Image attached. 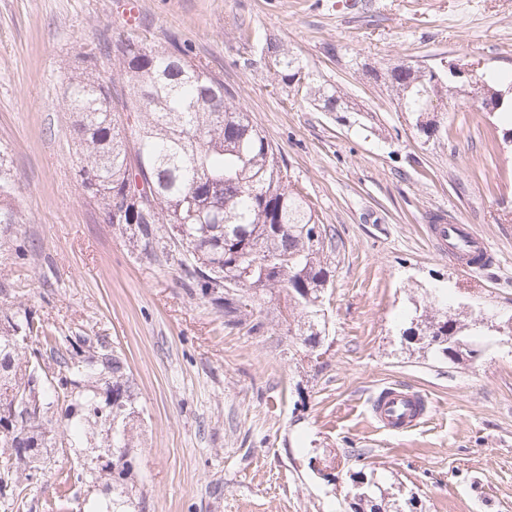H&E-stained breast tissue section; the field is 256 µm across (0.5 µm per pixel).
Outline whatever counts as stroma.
Returning <instances> with one entry per match:
<instances>
[{
  "mask_svg": "<svg viewBox=\"0 0 512 512\" xmlns=\"http://www.w3.org/2000/svg\"><path fill=\"white\" fill-rule=\"evenodd\" d=\"M172 35L223 78L334 233L317 350L289 336L281 297L227 328L222 304L142 258L75 180L64 92L76 55L118 36ZM269 39L355 111L295 97L262 56ZM443 60L512 74V0H0V144L25 215L0 232V316L24 305L53 335L125 356L145 512H354L356 472L404 512H512V339L483 337L476 358L453 363L404 334L412 299L440 285L451 305L512 309L505 123L458 94L426 138L364 74ZM441 215L474 225L492 262L472 273L438 255L426 226ZM391 384L428 398L420 427L372 426L368 403ZM104 452L98 436L55 448L42 481L0 512L111 499L106 482H64ZM334 456L329 481L315 462Z\"/></svg>",
  "mask_w": 512,
  "mask_h": 512,
  "instance_id": "1",
  "label": "stroma"
}]
</instances>
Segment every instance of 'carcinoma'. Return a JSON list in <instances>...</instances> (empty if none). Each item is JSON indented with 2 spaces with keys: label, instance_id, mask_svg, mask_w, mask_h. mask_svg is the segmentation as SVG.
Wrapping results in <instances>:
<instances>
[{
  "label": "carcinoma",
  "instance_id": "cac0c4a2",
  "mask_svg": "<svg viewBox=\"0 0 512 512\" xmlns=\"http://www.w3.org/2000/svg\"><path fill=\"white\" fill-rule=\"evenodd\" d=\"M274 74L290 84L305 80L304 96L324 111L354 112L345 94L320 83L305 71L288 46L269 40L263 47ZM104 56L114 62L126 90L114 95L99 81L100 57L93 51L78 55L69 77L65 105L73 114L77 143L75 175L100 214L112 212V203L125 200L141 183L142 202L132 230V243L147 258L163 251L176 264L187 287L201 297L223 302L225 324L239 326L253 314L266 294L284 295L289 311L297 312L294 335L314 346L325 332V313L315 301L325 294L330 270L324 250L333 249L334 235L323 224L307 196L292 183L279 150L254 125L248 110L227 101L231 93L224 79L193 58L192 49L175 38L147 45L119 37L105 45ZM401 101L403 111L416 116V127L428 138L436 127L421 120L438 111L453 84L444 77L392 68L366 71ZM512 75L478 73L468 84L482 99L499 90ZM125 112L133 123L118 126L115 113ZM17 185L0 150V225L9 229L23 223L15 204ZM319 226L318 238L302 233ZM173 248L162 245L163 239ZM235 269L239 281L224 285L225 268ZM409 329L422 336L424 348L442 359L459 357L456 343L477 354L478 312H451L448 289L436 288L413 303ZM42 341L58 366L48 378L40 360ZM112 378L106 392H98L103 375ZM135 384L125 359L100 346L94 350L83 336H49L41 319L18 308L0 321V498L19 496V484H34L44 475L53 447L52 408L66 402L63 417L116 429L120 440L112 447V501L91 505V512H136L141 491L130 482L131 438L135 418ZM29 462L21 464L19 449ZM103 478L92 461H85L74 481L90 486Z\"/></svg>",
  "mask_w": 512,
  "mask_h": 512
}]
</instances>
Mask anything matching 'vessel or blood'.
Here are the masks:
<instances>
[{
	"label": "vessel or blood",
	"mask_w": 512,
	"mask_h": 512,
	"mask_svg": "<svg viewBox=\"0 0 512 512\" xmlns=\"http://www.w3.org/2000/svg\"><path fill=\"white\" fill-rule=\"evenodd\" d=\"M438 243L447 251L449 259L468 266L474 254L490 255L485 241L469 224L449 223L430 226ZM429 410L428 401L418 392L390 385L381 390L369 408L371 418L381 429L404 432L423 423Z\"/></svg>",
	"instance_id": "vessel-or-blood-1"
}]
</instances>
